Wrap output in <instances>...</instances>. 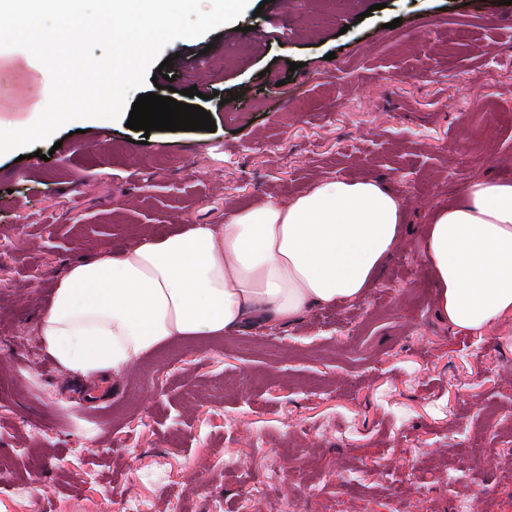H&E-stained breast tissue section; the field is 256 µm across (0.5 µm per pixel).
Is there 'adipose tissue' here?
<instances>
[{"label": "adipose tissue", "mask_w": 512, "mask_h": 512, "mask_svg": "<svg viewBox=\"0 0 512 512\" xmlns=\"http://www.w3.org/2000/svg\"><path fill=\"white\" fill-rule=\"evenodd\" d=\"M404 203L383 180L328 179L288 202L229 210L223 223L143 237L70 265L40 317L48 353L102 384L186 337L226 336L254 322L364 294L400 239ZM425 257L437 312L477 332L512 313V183H470L435 207Z\"/></svg>", "instance_id": "adipose-tissue-1"}]
</instances>
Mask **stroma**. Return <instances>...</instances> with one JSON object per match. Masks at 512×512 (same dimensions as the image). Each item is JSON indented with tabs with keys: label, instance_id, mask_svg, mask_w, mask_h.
<instances>
[{
	"label": "stroma",
	"instance_id": "obj_1",
	"mask_svg": "<svg viewBox=\"0 0 512 512\" xmlns=\"http://www.w3.org/2000/svg\"><path fill=\"white\" fill-rule=\"evenodd\" d=\"M162 55L215 131L69 122L0 154V512H512V313L451 329L424 257L433 207L512 180V4L251 0ZM49 78L0 50V128ZM365 176L405 220L360 298L172 341L96 392L44 350L68 265Z\"/></svg>",
	"mask_w": 512,
	"mask_h": 512
}]
</instances>
